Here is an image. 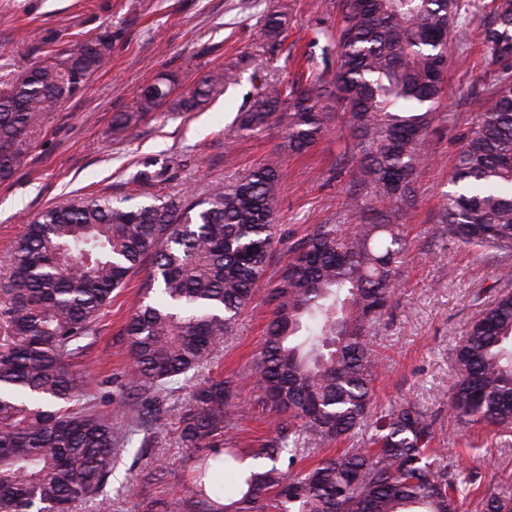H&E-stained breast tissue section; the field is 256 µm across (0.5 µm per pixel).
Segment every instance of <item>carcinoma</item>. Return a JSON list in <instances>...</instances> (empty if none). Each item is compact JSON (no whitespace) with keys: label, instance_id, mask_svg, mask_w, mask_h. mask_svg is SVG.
<instances>
[{"label":"carcinoma","instance_id":"1","mask_svg":"<svg viewBox=\"0 0 512 512\" xmlns=\"http://www.w3.org/2000/svg\"><path fill=\"white\" fill-rule=\"evenodd\" d=\"M459 0H343L332 78L306 86L267 79L238 110L235 129L288 125L300 152L325 131L331 96L352 142L346 155L357 189L343 201L370 224H320L293 243L288 266L264 296L265 341L249 373L195 386L179 437L195 450V502L175 512H212L224 470L238 497L224 512H458L479 494L480 512H512V481L481 485L478 473L434 447L435 421L413 401L376 408L372 386L384 365L369 329L395 301L408 244L374 203L404 212L417 204L413 180L429 161L426 140L438 116L448 37ZM495 27L480 36L495 70L476 127L459 151L442 195L441 234L475 248L512 250V0H499ZM277 41L287 13L264 19ZM112 56V33L78 38L27 68L0 91V181L29 153L30 135L82 92ZM226 69L203 75L170 99L167 76L141 89L115 125L134 128L167 107L191 112L233 84ZM283 173L276 157L208 196L129 204L77 199L29 220L16 241L9 280L7 341L0 343V512H70L97 500L115 459L134 434L86 406L89 381L74 370L85 338L112 293L148 258L161 301L142 304L126 325L130 384L161 397L209 360L254 301L276 237ZM512 267L479 291L478 314L456 349L448 414L512 431ZM277 424L258 448H234L224 432L244 389ZM346 444L326 451L332 441ZM288 458L287 467L280 466ZM313 464L297 473L294 464Z\"/></svg>","mask_w":512,"mask_h":512}]
</instances>
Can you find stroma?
Masks as SVG:
<instances>
[{
    "mask_svg": "<svg viewBox=\"0 0 512 512\" xmlns=\"http://www.w3.org/2000/svg\"><path fill=\"white\" fill-rule=\"evenodd\" d=\"M461 2L439 116L428 135L430 160L414 180L418 203L396 218L410 244L400 290L369 333L385 365L373 398L379 405L406 399L423 406L435 420L437 447L477 470L482 483L495 484L512 473V447L497 448L493 428L450 416L444 396L456 374L455 347L477 315L473 296L496 274L486 252L453 244L438 231L448 176L494 71L478 37L491 20V2ZM340 8L341 0H0V84L71 40L112 33L111 59L82 95L48 117L15 175L0 183V278L9 272L10 250L26 220L48 207L78 195L133 204L201 197L274 155L285 174L276 204L281 241L260 291L277 282L288 247L317 225L361 223V216L343 210L353 172L342 110H334L325 132L298 154L283 148L286 127L238 134L232 126L238 108L256 98L253 71L302 83L309 72L334 70L336 45L322 33L335 30ZM277 10L288 13V37L270 46L263 18ZM232 66L238 84L205 107L163 109L132 131L114 127L116 113L158 76L174 75L185 90L207 71ZM153 271L152 260H145L114 292L76 366L91 384V404L127 411L132 421L146 396L128 384L124 327L152 287ZM269 317L263 301L254 302L193 380L175 384L151 423L147 446L132 442L118 457L102 492L109 512H172L174 500L195 499L192 453L178 440L182 408L196 383L252 368Z\"/></svg>",
    "mask_w": 512,
    "mask_h": 512,
    "instance_id": "1",
    "label": "stroma"
}]
</instances>
